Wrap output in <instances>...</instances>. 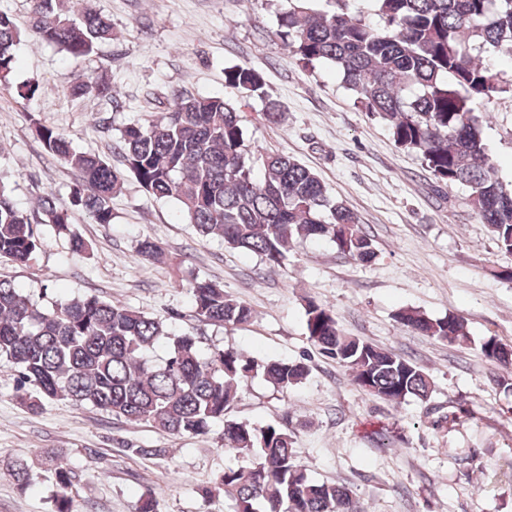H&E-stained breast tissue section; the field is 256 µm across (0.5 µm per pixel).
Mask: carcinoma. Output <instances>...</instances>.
I'll return each mask as SVG.
<instances>
[{"mask_svg": "<svg viewBox=\"0 0 512 512\" xmlns=\"http://www.w3.org/2000/svg\"><path fill=\"white\" fill-rule=\"evenodd\" d=\"M32 2L29 29L0 12V89L22 99L35 95L38 86L14 83L21 43L35 37L81 59L112 39V23L91 0H78L77 9L70 0ZM308 2L294 0L279 15L276 36L283 49L305 67L333 65L355 103L384 121L394 142L418 155L437 182L469 188L475 216L500 250L512 255V187L496 174L476 114L478 105L512 94V79L481 62L487 55L512 59V0H372L375 22L353 14L349 0H333L334 8L325 12ZM224 80L243 97L262 99L265 121L282 122L283 112L258 71L230 66ZM70 92L110 98L112 85L88 79ZM30 122L45 152L78 171L80 182L68 200L47 193L32 212L19 208L0 184V259L31 264L40 224L68 236L72 253L86 252L87 243L70 229L75 212L95 224L112 223V194L128 174L153 197L175 200L201 236H219L271 268L283 265L292 244L308 240H328L360 264L376 258L357 214L332 197L317 174L288 155L249 148L243 116L231 100L177 94L162 115L127 124L114 144L122 170L73 147L40 120ZM138 252L156 262L165 255L162 244L149 237L139 242ZM188 290L200 322L236 327L254 318L249 305L216 281L193 279ZM394 319L417 335L451 344L467 339L466 322L458 315L434 319L402 308ZM305 327L314 348L348 369L368 395L393 405L408 397L430 401L435 382L420 365L347 334L335 313L311 299ZM162 339L168 354L153 360L150 352ZM200 344L192 333L170 332L161 318L96 294L43 307L0 279V362L14 372L18 398L30 410L67 400L176 437L205 436L220 425L224 449L252 458L216 480L233 512H361L349 488L317 481L295 464L288 428L230 415L243 383L262 376L286 389L306 378L308 365L232 347L205 355ZM481 350L488 360L512 367L511 347L491 338ZM50 462L57 482L54 512H73L74 473L57 456Z\"/></svg>", "mask_w": 512, "mask_h": 512, "instance_id": "obj_1", "label": "carcinoma"}]
</instances>
